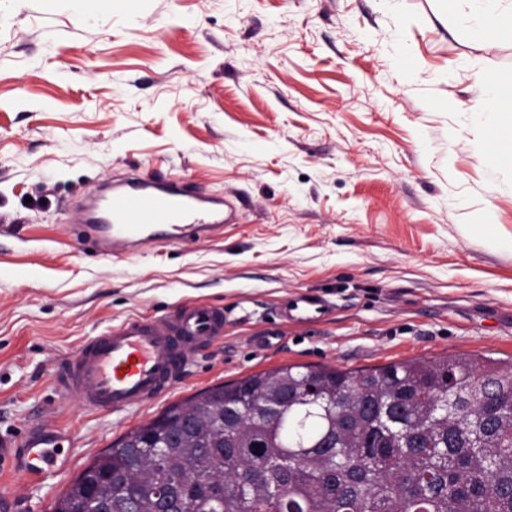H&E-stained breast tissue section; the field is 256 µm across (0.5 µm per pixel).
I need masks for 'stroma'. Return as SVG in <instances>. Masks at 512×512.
Masks as SVG:
<instances>
[{"instance_id": "obj_1", "label": "stroma", "mask_w": 512, "mask_h": 512, "mask_svg": "<svg viewBox=\"0 0 512 512\" xmlns=\"http://www.w3.org/2000/svg\"><path fill=\"white\" fill-rule=\"evenodd\" d=\"M508 76L512 42L445 0H0V433L74 441L40 481L0 470V498L52 512L168 404L282 365L511 357L512 168L471 119ZM132 167L232 219L130 258L80 245L78 203ZM295 294L327 320L277 319ZM193 302L229 321L167 401L122 419L60 398L56 359Z\"/></svg>"}]
</instances>
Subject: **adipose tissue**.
Returning a JSON list of instances; mask_svg holds the SVG:
<instances>
[{"mask_svg": "<svg viewBox=\"0 0 512 512\" xmlns=\"http://www.w3.org/2000/svg\"><path fill=\"white\" fill-rule=\"evenodd\" d=\"M448 8L460 10L462 21L474 35L512 40V0H448ZM483 93L491 107L473 121L495 129L503 141L490 155V167L512 168V79L484 83Z\"/></svg>", "mask_w": 512, "mask_h": 512, "instance_id": "ef3b65f1", "label": "adipose tissue"}]
</instances>
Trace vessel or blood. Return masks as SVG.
I'll return each mask as SVG.
<instances>
[{
  "instance_id": "obj_1",
  "label": "vessel or blood",
  "mask_w": 512,
  "mask_h": 512,
  "mask_svg": "<svg viewBox=\"0 0 512 512\" xmlns=\"http://www.w3.org/2000/svg\"><path fill=\"white\" fill-rule=\"evenodd\" d=\"M219 226L204 199L183 182L159 178L150 183L136 176L114 183L102 216L77 225L78 238L103 255H135L149 238L175 230L189 239ZM330 306L311 295H296L279 306L284 323L310 326L324 320ZM222 308L192 303L152 317H131L85 341L77 353L54 366L60 391L74 394L89 410L123 416L155 404L179 389L199 349L223 336ZM57 451L42 435L25 440L0 437V467L19 470L39 481L55 466Z\"/></svg>"
}]
</instances>
